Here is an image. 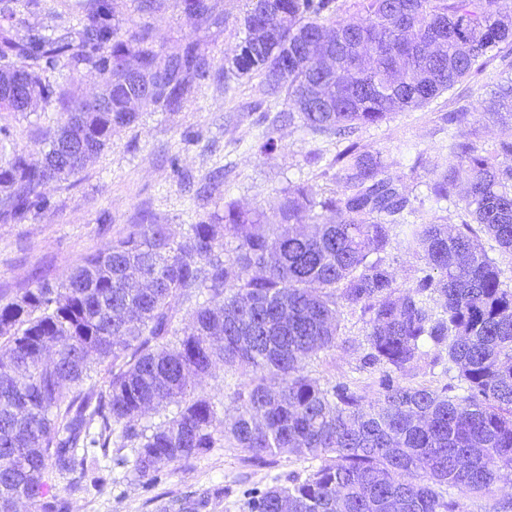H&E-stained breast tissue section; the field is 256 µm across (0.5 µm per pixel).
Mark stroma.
I'll list each match as a JSON object with an SVG mask.
<instances>
[{
  "mask_svg": "<svg viewBox=\"0 0 512 512\" xmlns=\"http://www.w3.org/2000/svg\"><path fill=\"white\" fill-rule=\"evenodd\" d=\"M79 2L13 0V33L21 38L32 28H70L78 20ZM222 7L223 25L209 27L187 18L172 0L150 14L138 13L135 0H117L119 37L143 25L155 46L195 43L218 76L206 81L182 111L141 110L134 125L113 131L107 148L79 175L46 185L42 209L23 223L0 224V295L10 297L41 282L60 285L74 267L146 214L176 230L198 222L200 214L223 211L230 200L267 211L286 187L308 183L322 197L338 191L335 159L344 139L312 133L298 122L277 123L260 78L223 77L224 64L242 37L243 2L224 0ZM510 68L512 54L498 56L425 107L355 131L354 141L380 152L388 175L409 193L415 222H461L462 210L438 207L428 199L425 171L414 173L410 166L419 152L428 162L438 159L444 138L441 117L462 107L470 116L460 130L480 149L512 137V124L494 123L475 112L493 79ZM57 117L55 105L49 104L0 114V124L9 130L8 145L33 162L41 157V129L55 124ZM338 320L335 348L306 360L304 371L321 384L352 382L374 396L375 375L362 366L367 326L361 312L342 306ZM250 379L244 369L219 367L198 387L223 400L229 422L236 408L231 396ZM133 460V449H113L98 464H87L78 491H68L59 478L55 492L67 499L68 512H156L160 502L204 495L211 499L209 512H249L252 493L275 483L289 485L316 466L290 451L255 461L229 438L200 458L162 469L151 482L136 476Z\"/></svg>",
  "mask_w": 512,
  "mask_h": 512,
  "instance_id": "35a3bbf8",
  "label": "stroma"
}]
</instances>
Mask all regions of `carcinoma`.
Masks as SVG:
<instances>
[{
    "label": "carcinoma",
    "mask_w": 512,
    "mask_h": 512,
    "mask_svg": "<svg viewBox=\"0 0 512 512\" xmlns=\"http://www.w3.org/2000/svg\"><path fill=\"white\" fill-rule=\"evenodd\" d=\"M189 18L220 20L218 0H175ZM245 0L244 37L226 73L261 77L285 93L279 118L314 133L348 135L395 112L420 109L503 50L512 15L497 0ZM115 6L84 0L78 26L26 38L0 25V70L25 76L35 103L60 105L35 163L0 158V223L42 207L39 189L79 174L58 167L59 144L82 138L101 154L130 103L179 112L214 76L196 45L157 48L147 30L116 37ZM336 39L326 71L315 38ZM139 77L126 73L128 59ZM63 64L92 70L103 105L74 96L43 73ZM512 122V74L479 104ZM467 112H448L445 163L427 169L435 201L462 203L454 231L402 224L409 194L386 173L381 153L351 142L336 155L342 187L317 199L308 184L285 188L271 214L224 203L182 233L145 217L75 267L58 287L40 283L0 299V512L19 501L31 512H67L55 478L85 468L89 452L135 449L134 472L153 481L166 466L203 456L229 434L255 459L285 448L317 460L306 478L253 495L250 512H464L461 499L490 491L512 470V288L485 252L481 234L512 254V138L491 152L453 131ZM330 212L328 218L316 209ZM236 239L229 255L224 238ZM422 251L424 266L397 281L386 262L394 238ZM139 277L142 288L129 287ZM361 309L369 326L363 365L380 369L377 398L342 382L324 387L300 373L302 359L336 347L338 303ZM188 303L185 326L177 307ZM107 364V388L92 380ZM253 374L234 393L238 415L224 428L221 402L195 381L217 364ZM456 372L440 388L404 385L421 365ZM168 410L158 423L150 410ZM205 498L172 500L160 512H203Z\"/></svg>",
    "instance_id": "carcinoma-1"
}]
</instances>
